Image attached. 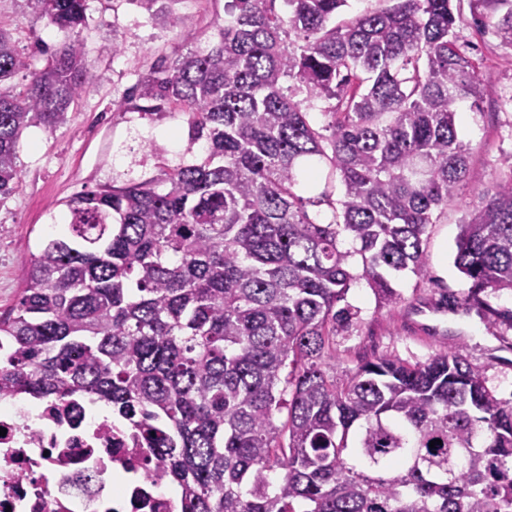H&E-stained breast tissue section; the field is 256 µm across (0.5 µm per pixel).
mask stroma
I'll return each mask as SVG.
<instances>
[{
    "label": "stroma",
    "instance_id": "1",
    "mask_svg": "<svg viewBox=\"0 0 512 512\" xmlns=\"http://www.w3.org/2000/svg\"><path fill=\"white\" fill-rule=\"evenodd\" d=\"M225 0H175L178 28L167 17L151 14L136 0H89L88 24L77 35L96 77L93 86L72 105L56 129L26 130L19 142L21 181L15 194L0 205V313L14 308L25 287L28 261L53 233L54 223L76 194L103 185L158 175L149 150L162 148L169 164L192 161L188 128L181 115L138 118L116 110L162 59L173 60L193 50L184 32L212 36L224 23ZM0 26L8 29L19 48L32 55L35 66L45 58L40 44L56 47L64 33L23 8L22 0H0ZM462 36L475 57L490 67L491 91L471 105L462 101L458 131L469 146L465 186L455 203L443 211L429 231L428 275L418 279L396 276L400 295L389 303L374 294L365 280L355 282L346 296L358 307L357 320L336 338L331 372L354 369L359 357L387 356L410 363L424 362L443 344L459 342L466 359L484 367L488 387L503 400H512V291L490 299L500 318L488 328L477 310L448 306L447 298L467 291L468 283L453 266L455 242L477 191L492 187L502 174L501 162L512 156V47L493 33L467 26ZM118 52H111V45Z\"/></svg>",
    "mask_w": 512,
    "mask_h": 512
}]
</instances>
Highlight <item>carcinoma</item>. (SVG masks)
<instances>
[{
    "label": "carcinoma",
    "instance_id": "carcinoma-1",
    "mask_svg": "<svg viewBox=\"0 0 512 512\" xmlns=\"http://www.w3.org/2000/svg\"><path fill=\"white\" fill-rule=\"evenodd\" d=\"M69 35L34 68L0 28V204L18 141L54 130L94 81L88 0H24ZM226 0L204 48L144 76L119 108L180 111L203 156L67 202L0 316V399L111 408L180 490L179 512H512V402L445 346L426 362L325 368L359 279L395 302L427 275L426 241L467 174L458 105L490 84L453 0H398L336 22L349 0ZM512 46V0H472ZM28 73L23 87L12 83ZM330 118L326 136L308 110ZM461 224L457 298L512 290V158ZM325 180L319 222L300 184ZM340 181L334 198L330 184ZM442 444L429 447L430 441Z\"/></svg>",
    "mask_w": 512,
    "mask_h": 512
}]
</instances>
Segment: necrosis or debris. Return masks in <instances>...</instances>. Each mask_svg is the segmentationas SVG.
I'll return each instance as SVG.
<instances>
[{
	"label": "necrosis or debris",
	"mask_w": 512,
	"mask_h": 512,
	"mask_svg": "<svg viewBox=\"0 0 512 512\" xmlns=\"http://www.w3.org/2000/svg\"><path fill=\"white\" fill-rule=\"evenodd\" d=\"M129 432L87 404L0 400V512H177Z\"/></svg>",
	"instance_id": "1"
}]
</instances>
